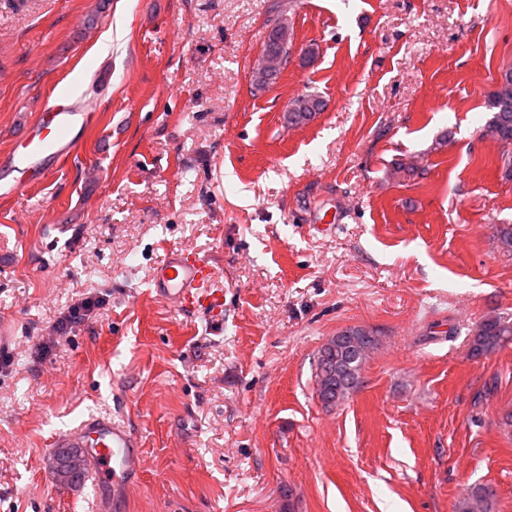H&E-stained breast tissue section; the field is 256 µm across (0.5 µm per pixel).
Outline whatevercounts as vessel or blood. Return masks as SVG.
Masks as SVG:
<instances>
[{"mask_svg":"<svg viewBox=\"0 0 512 512\" xmlns=\"http://www.w3.org/2000/svg\"><path fill=\"white\" fill-rule=\"evenodd\" d=\"M93 118L81 102L45 106L17 136L11 149L0 155V168L13 174L19 187L41 181L46 172L68 162L75 148L74 130L88 127ZM215 276V269L206 260L175 252L157 267L152 284L158 299L196 312L221 306V296L210 290ZM52 445L85 450L96 479L98 512L110 508L108 490H127L139 471L136 434L124 422L107 415L91 418L81 427L58 435Z\"/></svg>","mask_w":512,"mask_h":512,"instance_id":"obj_1","label":"vessel or blood"}]
</instances>
